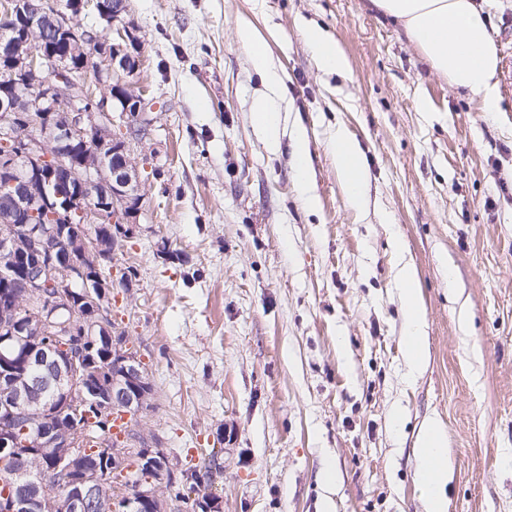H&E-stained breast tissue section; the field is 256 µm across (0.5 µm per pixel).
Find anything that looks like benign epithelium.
Segmentation results:
<instances>
[{"mask_svg": "<svg viewBox=\"0 0 512 512\" xmlns=\"http://www.w3.org/2000/svg\"><path fill=\"white\" fill-rule=\"evenodd\" d=\"M95 9L102 21L108 23L116 36L104 37L88 33L79 46L82 54L79 68H72L69 57L46 50L45 38L25 37L17 43L13 28L0 30V57L10 58L12 74L26 75V84L36 90L30 99L11 93L0 96V171L8 175L5 186L10 188V203L0 213V249L11 251L21 259H31L22 267L23 288L20 300L26 316L21 332L10 331L0 338V369L13 370L11 351L22 348L30 329L56 337H69L74 330L73 320H62L63 311L73 310L74 300L83 296L91 316L81 321L82 336H100L112 341V287L73 258L72 250L86 253L97 245V235L105 228L112 237L126 232L136 223L142 203L136 164L131 159V145L146 140L152 130L149 118L151 107L139 94L121 98L117 94L100 97L85 94L86 80L95 76L104 79L132 73L140 65L134 52L138 37L124 21L123 10L96 0ZM8 14H17L25 21L28 32L43 30L46 22L61 31L73 29L75 12L53 7L47 14L30 0H9ZM50 62L53 76L44 78L45 62ZM41 110L36 117L40 131L21 132L25 122L22 111ZM78 143L93 146L89 155L72 158L65 145ZM52 210L62 224H86L91 228L72 236L73 245L64 249L45 248L46 238L57 234V227L37 224L35 218L42 210ZM27 224L26 237L31 249L18 252L13 246L14 225ZM82 286V293L74 288ZM115 366L112 393L101 392L80 351V344L66 353L57 381L65 394V411L80 419L86 405L91 403L100 414L107 415L120 408L124 413L138 414L149 395L148 380L139 359L130 351L115 345ZM30 398L27 386L16 387L0 401V416L10 426L0 430V453L10 456L13 465L0 472V481L10 485L13 492L8 501L0 504V512H29L30 498H54L57 488L47 486L18 454V448L40 446V443L19 442L18 434L29 433L32 417L24 409ZM63 448L57 466L64 467L69 459L84 450L82 437L72 434L59 444ZM103 463L115 471L126 473L130 459L137 468L152 469L156 460L167 462L164 449L129 448L109 436H103L94 448ZM99 473L71 485L68 505L74 512L92 507L97 502ZM138 512H163V501L149 488H138Z\"/></svg>", "mask_w": 512, "mask_h": 512, "instance_id": "1", "label": "benign epithelium"}]
</instances>
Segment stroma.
<instances>
[{"label":"stroma","instance_id":"1","mask_svg":"<svg viewBox=\"0 0 512 512\" xmlns=\"http://www.w3.org/2000/svg\"><path fill=\"white\" fill-rule=\"evenodd\" d=\"M512 52V0H474ZM126 77L156 105L133 144L143 200L112 273V320L152 386L132 427L186 468L218 450L223 512H426L417 439L439 420L447 512H512V77L499 111L437 73L370 0H127ZM283 81L272 91L238 29ZM337 40L344 74L306 40ZM281 111L278 147L252 122ZM368 175L349 206L331 133ZM307 132L315 209L296 186ZM414 266L427 347L408 377L393 239ZM336 474L324 484L320 472Z\"/></svg>","mask_w":512,"mask_h":512}]
</instances>
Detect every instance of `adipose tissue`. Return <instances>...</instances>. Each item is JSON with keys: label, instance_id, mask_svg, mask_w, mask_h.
Segmentation results:
<instances>
[{"label": "adipose tissue", "instance_id": "adipose-tissue-1", "mask_svg": "<svg viewBox=\"0 0 512 512\" xmlns=\"http://www.w3.org/2000/svg\"><path fill=\"white\" fill-rule=\"evenodd\" d=\"M372 3L402 25L436 72L447 76L456 88L478 98L483 111H498L497 50L486 18L474 0H372ZM333 146L346 197L352 205H359L366 177L359 152L345 128H337ZM398 280L408 315L404 337L406 355L411 371L415 372L424 360L418 280L407 264L400 266ZM448 469L441 428L437 423H429L420 440L417 468L427 512H447Z\"/></svg>", "mask_w": 512, "mask_h": 512}]
</instances>
